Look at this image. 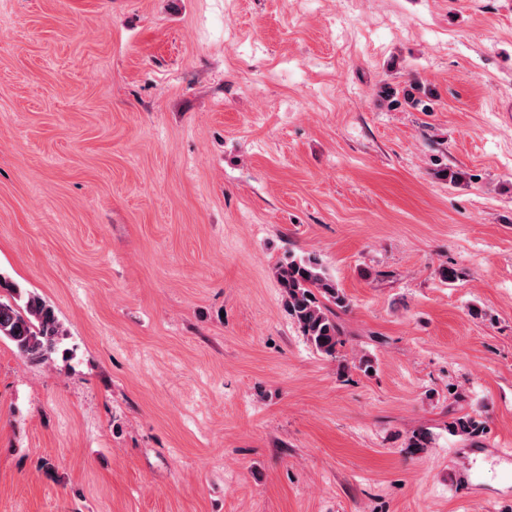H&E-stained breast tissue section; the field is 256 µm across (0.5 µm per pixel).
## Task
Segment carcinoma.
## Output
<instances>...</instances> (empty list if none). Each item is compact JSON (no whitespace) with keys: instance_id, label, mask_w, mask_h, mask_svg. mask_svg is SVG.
Wrapping results in <instances>:
<instances>
[{"instance_id":"obj_1","label":"carcinoma","mask_w":512,"mask_h":512,"mask_svg":"<svg viewBox=\"0 0 512 512\" xmlns=\"http://www.w3.org/2000/svg\"><path fill=\"white\" fill-rule=\"evenodd\" d=\"M287 301L288 312L306 341L316 352L334 358L342 346L336 310L348 308V298L315 256H288L276 269ZM11 298L0 297V339L13 344L17 352L34 364H46L58 352L64 336L53 307L41 296H22L11 286ZM452 432L476 437L482 423L465 415L450 425Z\"/></svg>"}]
</instances>
